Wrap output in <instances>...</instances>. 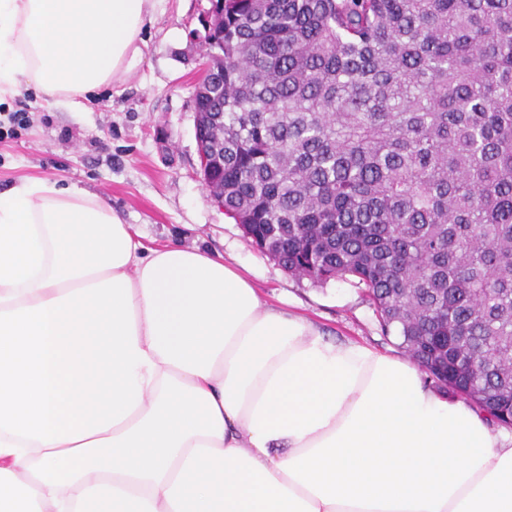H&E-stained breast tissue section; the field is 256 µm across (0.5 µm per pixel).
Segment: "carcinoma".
Masks as SVG:
<instances>
[{
    "instance_id": "1",
    "label": "carcinoma",
    "mask_w": 512,
    "mask_h": 512,
    "mask_svg": "<svg viewBox=\"0 0 512 512\" xmlns=\"http://www.w3.org/2000/svg\"><path fill=\"white\" fill-rule=\"evenodd\" d=\"M208 45L224 213L512 427V0H224Z\"/></svg>"
}]
</instances>
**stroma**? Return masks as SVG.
<instances>
[{
    "mask_svg": "<svg viewBox=\"0 0 512 512\" xmlns=\"http://www.w3.org/2000/svg\"><path fill=\"white\" fill-rule=\"evenodd\" d=\"M208 0H163L142 32L143 57L120 89L96 91L80 112L48 106L33 90L0 104L24 127L0 130V189L30 176L107 199L149 247L179 245L224 257L269 304L313 320L331 339L401 356L347 281L312 285L288 275L214 204L202 181L192 94L206 58L195 30Z\"/></svg>",
    "mask_w": 512,
    "mask_h": 512,
    "instance_id": "obj_1",
    "label": "stroma"
}]
</instances>
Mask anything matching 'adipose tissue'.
I'll use <instances>...</instances> for the list:
<instances>
[{
	"label": "adipose tissue",
	"mask_w": 512,
	"mask_h": 512,
	"mask_svg": "<svg viewBox=\"0 0 512 512\" xmlns=\"http://www.w3.org/2000/svg\"><path fill=\"white\" fill-rule=\"evenodd\" d=\"M160 0H0V102L72 111ZM0 512H512V437L100 195L0 190Z\"/></svg>",
	"instance_id": "adipose-tissue-1"
}]
</instances>
